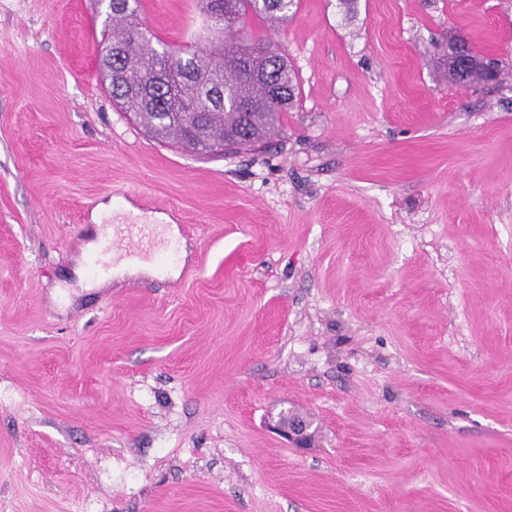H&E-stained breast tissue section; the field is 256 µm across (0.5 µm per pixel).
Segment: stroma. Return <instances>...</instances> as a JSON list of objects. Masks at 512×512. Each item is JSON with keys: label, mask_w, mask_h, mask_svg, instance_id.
Returning <instances> with one entry per match:
<instances>
[{"label": "stroma", "mask_w": 512, "mask_h": 512, "mask_svg": "<svg viewBox=\"0 0 512 512\" xmlns=\"http://www.w3.org/2000/svg\"><path fill=\"white\" fill-rule=\"evenodd\" d=\"M201 0H141L167 44ZM108 0H0V512H512V0H296L271 147L144 134ZM461 36L497 75L448 79ZM169 216L170 276L79 246ZM313 420L299 449L270 427Z\"/></svg>", "instance_id": "35a3bbf8"}]
</instances>
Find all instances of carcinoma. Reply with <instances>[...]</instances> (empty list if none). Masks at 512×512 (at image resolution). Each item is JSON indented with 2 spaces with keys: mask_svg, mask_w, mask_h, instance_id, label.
<instances>
[{
  "mask_svg": "<svg viewBox=\"0 0 512 512\" xmlns=\"http://www.w3.org/2000/svg\"><path fill=\"white\" fill-rule=\"evenodd\" d=\"M227 40L214 49L196 42L157 48V36L139 18V0H112L106 37L123 48L112 98L132 113L159 142L174 141L195 153L229 152L267 142L299 97L297 76L287 57L269 52L271 42L237 44L249 17L274 27L288 20L296 0H222ZM464 81L478 85L493 77L477 57Z\"/></svg>",
  "mask_w": 512,
  "mask_h": 512,
  "instance_id": "obj_1",
  "label": "carcinoma"
}]
</instances>
